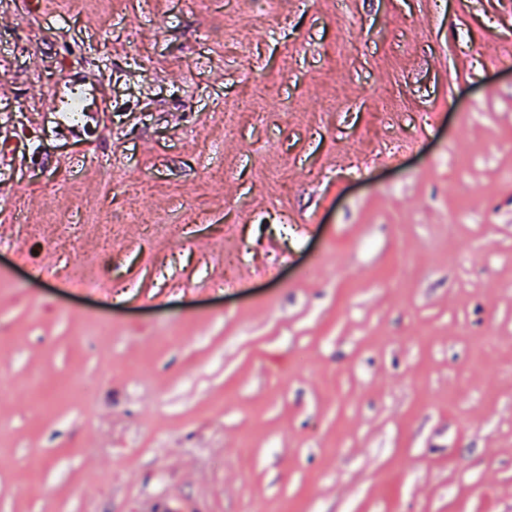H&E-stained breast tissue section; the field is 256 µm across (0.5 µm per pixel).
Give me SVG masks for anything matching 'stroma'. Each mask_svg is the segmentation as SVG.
Masks as SVG:
<instances>
[{
	"mask_svg": "<svg viewBox=\"0 0 512 512\" xmlns=\"http://www.w3.org/2000/svg\"><path fill=\"white\" fill-rule=\"evenodd\" d=\"M507 55L512 0L0 25V512H512Z\"/></svg>",
	"mask_w": 512,
	"mask_h": 512,
	"instance_id": "obj_1",
	"label": "stroma"
}]
</instances>
